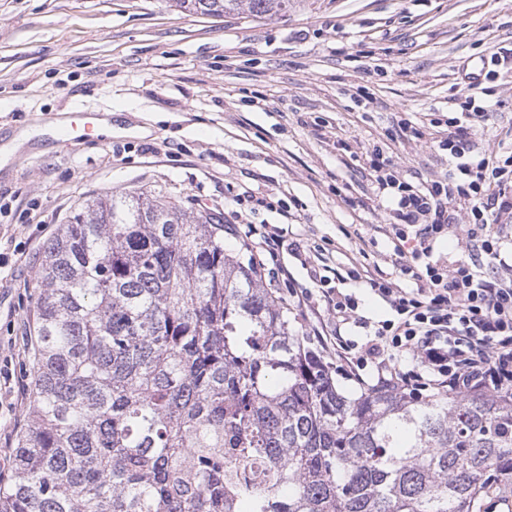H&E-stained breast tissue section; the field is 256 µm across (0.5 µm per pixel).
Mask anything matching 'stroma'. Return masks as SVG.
<instances>
[{
  "instance_id": "1",
  "label": "stroma",
  "mask_w": 512,
  "mask_h": 512,
  "mask_svg": "<svg viewBox=\"0 0 512 512\" xmlns=\"http://www.w3.org/2000/svg\"><path fill=\"white\" fill-rule=\"evenodd\" d=\"M504 48L512 0H296L267 18L168 0H0V143L32 129L0 168V475L13 474L32 405V281L85 200L150 186L230 224L227 194L245 191L273 203L253 223L287 229L339 271L410 287L366 152L386 145L414 183L443 176L430 122ZM481 84L495 106L477 128L486 146L512 124V68ZM80 107L110 113L111 134L73 142L35 128ZM402 119L426 139L386 142Z\"/></svg>"
}]
</instances>
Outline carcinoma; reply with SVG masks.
<instances>
[{"instance_id": "obj_1", "label": "carcinoma", "mask_w": 512, "mask_h": 512, "mask_svg": "<svg viewBox=\"0 0 512 512\" xmlns=\"http://www.w3.org/2000/svg\"><path fill=\"white\" fill-rule=\"evenodd\" d=\"M292 0H172L264 18ZM34 400L0 512H481L512 494V391L337 389L210 214L94 197L32 283Z\"/></svg>"}]
</instances>
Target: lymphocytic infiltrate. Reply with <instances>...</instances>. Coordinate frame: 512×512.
Wrapping results in <instances>:
<instances>
[{"mask_svg": "<svg viewBox=\"0 0 512 512\" xmlns=\"http://www.w3.org/2000/svg\"><path fill=\"white\" fill-rule=\"evenodd\" d=\"M489 111V101L475 93L449 101V118L436 138L448 158V172L439 179L411 183L383 149L370 153L377 194L388 205L396 263L414 285L369 278L371 293L389 311L371 323L358 319L351 295L329 288L330 278L320 276L337 327L320 323L315 310L310 330L348 363L357 383L456 393L512 389V262L502 255L495 229L512 223V128L496 146L475 144V128ZM457 226L466 227L469 243L466 256L452 261L438 254L437 244ZM348 324L366 329L364 344L343 337L340 329Z\"/></svg>", "mask_w": 512, "mask_h": 512, "instance_id": "obj_1", "label": "lymphocytic infiltrate"}]
</instances>
